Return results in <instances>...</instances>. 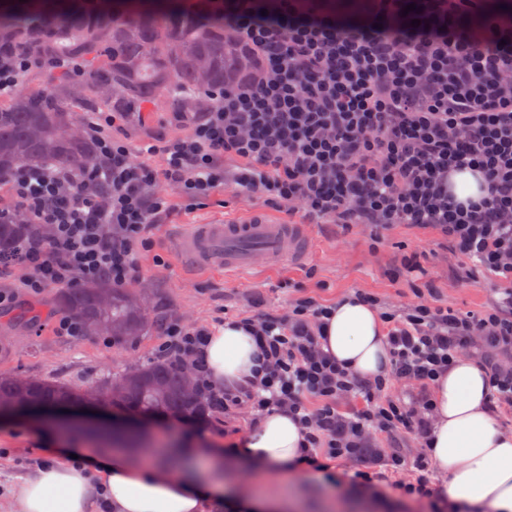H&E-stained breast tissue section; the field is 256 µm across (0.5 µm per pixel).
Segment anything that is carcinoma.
Segmentation results:
<instances>
[{"label": "carcinoma", "instance_id": "obj_1", "mask_svg": "<svg viewBox=\"0 0 512 512\" xmlns=\"http://www.w3.org/2000/svg\"><path fill=\"white\" fill-rule=\"evenodd\" d=\"M119 10L94 0H0V61L14 53L44 61L80 58L87 79L72 95L70 78L21 90L0 103V173L53 165L86 172L98 159L96 141L82 132L79 113L100 106L146 112L160 98L171 112H197L204 93L249 83L257 55L224 22L184 14L182 0H124ZM41 234L24 216L0 220V260ZM55 304L96 336L134 339L153 326L141 300L107 279L61 288ZM73 401L104 403L142 414L184 415L203 410L185 393L179 363L157 359L104 376L90 391L57 381L0 373V403L13 415Z\"/></svg>", "mask_w": 512, "mask_h": 512}]
</instances>
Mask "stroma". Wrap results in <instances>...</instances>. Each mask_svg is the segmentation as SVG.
I'll return each mask as SVG.
<instances>
[{"mask_svg": "<svg viewBox=\"0 0 512 512\" xmlns=\"http://www.w3.org/2000/svg\"><path fill=\"white\" fill-rule=\"evenodd\" d=\"M187 122L177 120L165 104L141 113L133 122L120 121L113 128L133 151L187 135ZM171 209L151 228L153 246L141 253L138 272L127 287L142 293L155 325L145 336L115 342L102 336H68L57 325L64 313L51 298L53 288L31 293L24 283L29 269L10 261L0 264V294L11 296L12 309L41 303L37 325L10 321L0 316V373H19L32 378H51L74 386L97 383L117 373L155 359V349L164 339V327L172 320L187 326H213L225 318L247 317L272 312L293 299L309 295L325 304L356 291L370 293L389 307L411 303L418 288L431 286L434 304L452 313L483 314L491 311L499 297L498 281L482 273L469 278V264L458 256L452 244L432 229L407 224L368 229H348L322 223L310 227L311 251L302 263H282L245 276L220 270L193 269L174 251V240L190 224L237 221L252 215L281 224L292 223L284 205L238 196L232 187H220L202 204L187 206L180 189L164 186ZM418 252L423 273L418 277L392 278L391 272L402 256ZM75 407L51 408L29 416L0 417V505L9 506L15 489L14 476L24 474L45 458L49 435L38 423L75 414ZM153 443L157 446H196L203 439L230 443L240 439L252 426L246 411L224 415L208 411L204 420L182 431L169 418L149 419ZM330 471L341 476L337 488L317 481L314 474L296 473L288 480V491L300 502L299 512H430L422 502L400 496L397 484L419 479L433 483L434 495H448V478L435 465L419 470L405 465L388 472L383 499L364 495L351 475L356 465L340 459L328 460Z\"/></svg>", "mask_w": 512, "mask_h": 512, "instance_id": "stroma-1", "label": "stroma"}]
</instances>
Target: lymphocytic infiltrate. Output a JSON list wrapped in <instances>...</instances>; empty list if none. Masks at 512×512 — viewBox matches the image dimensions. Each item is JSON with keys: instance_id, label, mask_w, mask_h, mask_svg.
<instances>
[{"instance_id": "lymphocytic-infiltrate-1", "label": "lymphocytic infiltrate", "mask_w": 512, "mask_h": 512, "mask_svg": "<svg viewBox=\"0 0 512 512\" xmlns=\"http://www.w3.org/2000/svg\"><path fill=\"white\" fill-rule=\"evenodd\" d=\"M189 12L223 19L258 55L247 85L215 90L193 131L157 148L163 168L137 162L98 112L87 127L98 164L0 175L19 212L52 229L53 247L31 240L16 254L27 288L106 278L124 286L149 228L168 208L159 182L179 184L189 204L231 183L270 204L287 203L343 226L409 224L435 229L477 270L503 282L493 311L455 315L419 300L379 306L387 325V377L354 376L321 344L328 307L297 298L284 314L248 317L263 361L251 382L213 389L199 352L209 329L169 323L157 356L191 358L199 393L218 412L273 409L306 429L301 470L335 482L328 459L378 461L380 435L413 436V465H428L434 405L426 388L456 359L488 374L490 412L512 409V8L505 0H185ZM79 81L83 62L22 56L0 63V97L31 71ZM240 160L225 173L221 159ZM471 168L484 193L461 201L448 174ZM411 384L409 401L390 389Z\"/></svg>"}]
</instances>
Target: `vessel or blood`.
I'll return each instance as SVG.
<instances>
[{
  "label": "vessel or blood",
  "instance_id": "vessel-or-blood-1",
  "mask_svg": "<svg viewBox=\"0 0 512 512\" xmlns=\"http://www.w3.org/2000/svg\"><path fill=\"white\" fill-rule=\"evenodd\" d=\"M308 233L302 224H271L260 217L238 223L203 224L183 231L182 256L193 266L248 274L258 261L298 260L306 253Z\"/></svg>",
  "mask_w": 512,
  "mask_h": 512
}]
</instances>
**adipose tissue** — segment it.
<instances>
[{"mask_svg":"<svg viewBox=\"0 0 512 512\" xmlns=\"http://www.w3.org/2000/svg\"><path fill=\"white\" fill-rule=\"evenodd\" d=\"M323 349L360 377L378 378L390 369L384 323L376 308L353 294L332 306ZM200 355L219 390L249 378L262 361L252 328L236 319L213 327ZM489 392L488 375L472 360H458L437 374L428 450L447 475L454 502L512 512V431L495 428ZM304 444L298 420L272 410L242 438L233 459L285 476L297 470ZM184 457L180 468L161 457L139 465L120 451L102 456L61 448L20 476L8 512H215L227 494L223 449L188 448Z\"/></svg>","mask_w":512,"mask_h":512,"instance_id":"adipose-tissue-1","label":"adipose tissue"}]
</instances>
